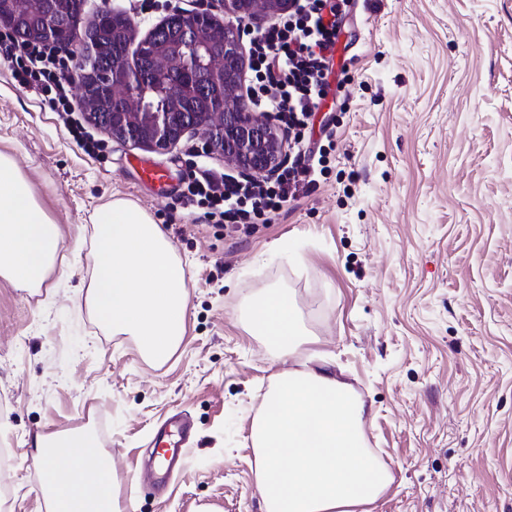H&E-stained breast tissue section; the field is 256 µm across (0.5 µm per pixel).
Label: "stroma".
<instances>
[{"label":"stroma","instance_id":"1","mask_svg":"<svg viewBox=\"0 0 512 512\" xmlns=\"http://www.w3.org/2000/svg\"><path fill=\"white\" fill-rule=\"evenodd\" d=\"M154 2L85 0L82 19L125 13L140 41L199 7ZM334 71L335 148L315 187L235 228L181 196L191 172L232 170L201 139L159 153L90 125L87 154L0 59V153L65 236L47 287L0 279V512H46L31 439L78 427L110 450L124 512H259L253 415L300 364L241 324L272 287L293 293L313 349L369 409V446L393 475L372 512H512V0H355ZM146 156L165 190L141 181ZM115 198L187 262L186 334L161 365L78 306L90 258L74 240ZM179 411L192 443L158 481L144 461Z\"/></svg>","mask_w":512,"mask_h":512}]
</instances>
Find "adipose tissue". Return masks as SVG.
I'll return each instance as SVG.
<instances>
[{"label":"adipose tissue","mask_w":512,"mask_h":512,"mask_svg":"<svg viewBox=\"0 0 512 512\" xmlns=\"http://www.w3.org/2000/svg\"><path fill=\"white\" fill-rule=\"evenodd\" d=\"M62 243L60 226L0 153V277L39 291ZM90 246L85 308L107 331L132 337L145 359L164 363L183 339L189 306L173 243L145 210L115 198L94 213ZM243 319L278 356L304 349L311 364L277 373L252 420L261 512H369L393 477L367 446L365 402L339 378L331 355L308 351L309 332L288 289H265ZM33 458L51 512H121L112 458L90 431L36 434Z\"/></svg>","instance_id":"ef3b65f1"}]
</instances>
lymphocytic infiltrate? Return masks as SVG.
Here are the masks:
<instances>
[{
  "mask_svg": "<svg viewBox=\"0 0 512 512\" xmlns=\"http://www.w3.org/2000/svg\"><path fill=\"white\" fill-rule=\"evenodd\" d=\"M351 0H294L288 14L267 28H244L250 45L253 106L292 133L297 153L275 180H241L202 172L186 186L216 224H253L315 185L316 153L307 131L327 98L331 60ZM0 57L19 86L34 88L51 111L71 114L68 97L74 63L58 47L18 40L0 32Z\"/></svg>",
  "mask_w": 512,
  "mask_h": 512,
  "instance_id": "f902f5d3",
  "label": "lymphocytic infiltrate"
}]
</instances>
